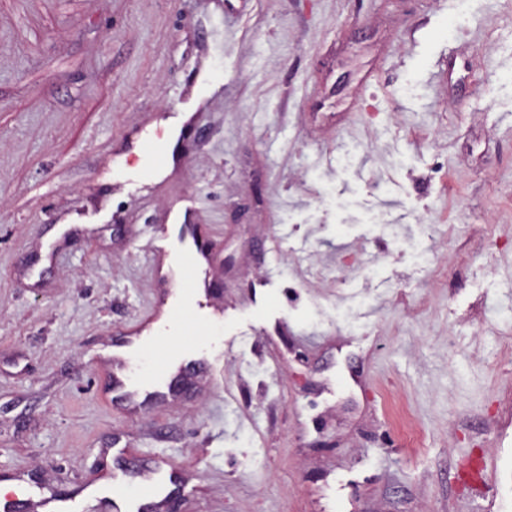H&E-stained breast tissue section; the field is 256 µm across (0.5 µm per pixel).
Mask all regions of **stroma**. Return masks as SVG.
Wrapping results in <instances>:
<instances>
[{"instance_id":"stroma-1","label":"stroma","mask_w":512,"mask_h":512,"mask_svg":"<svg viewBox=\"0 0 512 512\" xmlns=\"http://www.w3.org/2000/svg\"><path fill=\"white\" fill-rule=\"evenodd\" d=\"M193 106L164 174L137 148ZM196 400L93 357L182 221ZM512 0H0V485L158 453L170 512H512ZM138 349H131L122 354H112L113 366L118 370V372L112 374V399L115 403L134 398H139L142 403H147L161 396L158 392L132 389L130 386L128 371Z\"/></svg>"}]
</instances>
